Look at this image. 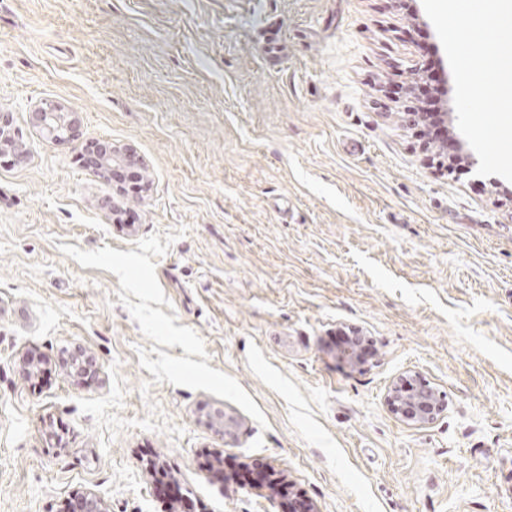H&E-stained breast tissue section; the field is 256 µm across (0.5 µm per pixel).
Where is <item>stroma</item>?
Here are the masks:
<instances>
[{
    "instance_id": "35a3bbf8",
    "label": "stroma",
    "mask_w": 512,
    "mask_h": 512,
    "mask_svg": "<svg viewBox=\"0 0 512 512\" xmlns=\"http://www.w3.org/2000/svg\"><path fill=\"white\" fill-rule=\"evenodd\" d=\"M445 58L422 0H0V512H170L150 460L198 512H286L209 457L314 512H512V197L406 121ZM403 375L444 413H392ZM31 115L33 121L51 139H68L73 137L76 132L75 120L67 119L63 113L47 112L43 108H38ZM106 503L102 497L92 492H83L74 499L67 512H106Z\"/></svg>"
}]
</instances>
